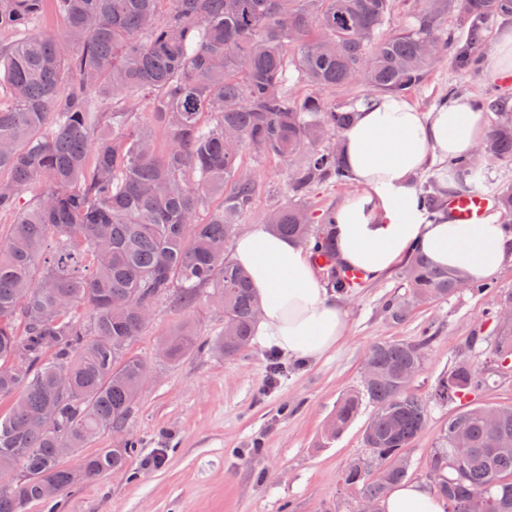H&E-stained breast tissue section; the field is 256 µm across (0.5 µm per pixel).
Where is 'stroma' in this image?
I'll list each match as a JSON object with an SVG mask.
<instances>
[{
    "label": "stroma",
    "instance_id": "1",
    "mask_svg": "<svg viewBox=\"0 0 512 512\" xmlns=\"http://www.w3.org/2000/svg\"><path fill=\"white\" fill-rule=\"evenodd\" d=\"M467 93L484 106V121L495 117L488 105L512 102V87L486 82L482 70L461 74L441 61L406 97L421 110ZM243 165L260 190L242 220L244 231L264 228V215L287 202L288 166L274 157L245 151ZM490 292L462 290L419 307L401 321L387 305L408 294L399 269L364 280L340 295L349 314L348 334L316 361L302 363L273 355L259 338L227 358L214 344L224 315L207 295L189 307L176 297L159 299L150 320L129 346L130 355L151 360V376L121 431L101 433L76 454L85 456L132 440L137 451L127 471L76 485L60 512H353L359 490L341 476L353 461L369 455L364 428L373 413L362 401L352 423L337 437L326 434L341 397L361 389L363 362L371 345L418 339L428 334L424 364L412 389L428 398L427 422L406 448L408 478L427 479V463L437 437L455 407L433 402L438 379L458 361L491 366L494 324L488 314L500 293L512 292V262L493 275ZM195 332V347L178 360L157 358L161 342L181 325ZM483 340L472 343L473 332Z\"/></svg>",
    "mask_w": 512,
    "mask_h": 512
}]
</instances>
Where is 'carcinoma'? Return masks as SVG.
<instances>
[{
	"mask_svg": "<svg viewBox=\"0 0 512 512\" xmlns=\"http://www.w3.org/2000/svg\"><path fill=\"white\" fill-rule=\"evenodd\" d=\"M52 6L65 39L30 32ZM393 0H0V215L14 217L0 239V512L56 503L82 482L127 468L135 445L62 465L59 449L84 448L119 430L150 376L128 349L155 302L175 295L185 306L203 288L224 312L219 349L232 357L249 344L260 311L248 273L224 253L239 235L259 186L242 153L288 161L307 152L288 176L289 201L268 210L280 236L312 245L331 287L345 294L336 254V212L315 216L308 202L324 182L348 184L339 145L320 143L343 132L355 108L319 95L288 97V49L301 78L318 90L363 85L404 94L450 56L454 69L478 65L483 31L512 18V0H425L417 24L386 36L380 30ZM459 12L462 33L440 31L442 15ZM149 98L152 120L168 137L164 152L152 130L135 123L130 103ZM479 149L487 161L512 163V111L499 100ZM448 173L469 193L482 191L477 157L448 159ZM38 187L31 202L21 193ZM430 179L423 209L437 212L448 194ZM212 197L220 203L207 219ZM408 297L392 320L413 308L468 289L490 291L463 272L432 266L422 251L402 272ZM512 292L500 295L492 363L512 362ZM90 312L89 323L79 311ZM428 339L373 345L363 392L343 395L327 425L336 437L367 397L374 407L364 429L371 455L348 465L346 487L379 504L402 483L398 461L425 427L427 402L405 374L420 370ZM194 347L185 327L161 355L178 359ZM484 371L462 360L437 382L432 398L454 403L483 389ZM465 440L469 454L454 448ZM448 469L439 492L448 512H512V406H479L448 417L428 470Z\"/></svg>",
	"mask_w": 512,
	"mask_h": 512,
	"instance_id": "carcinoma-1",
	"label": "carcinoma"
}]
</instances>
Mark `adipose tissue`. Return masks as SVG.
Returning <instances> with one entry per match:
<instances>
[{
    "instance_id": "adipose-tissue-1",
    "label": "adipose tissue",
    "mask_w": 512,
    "mask_h": 512,
    "mask_svg": "<svg viewBox=\"0 0 512 512\" xmlns=\"http://www.w3.org/2000/svg\"><path fill=\"white\" fill-rule=\"evenodd\" d=\"M358 110L342 134V155L358 187L336 210L343 262L376 279L418 245L433 265L465 271L474 280L512 262V230L495 218L455 224L441 214L427 217L420 208L414 178L430 157L470 155L486 135L471 97H454L424 112L405 97L384 94ZM233 261L248 271L262 301L257 329L267 346L314 361L346 336V310L321 287L309 253L297 242L255 230L238 239ZM381 509L448 512V502L435 487L404 482L388 493Z\"/></svg>"
}]
</instances>
